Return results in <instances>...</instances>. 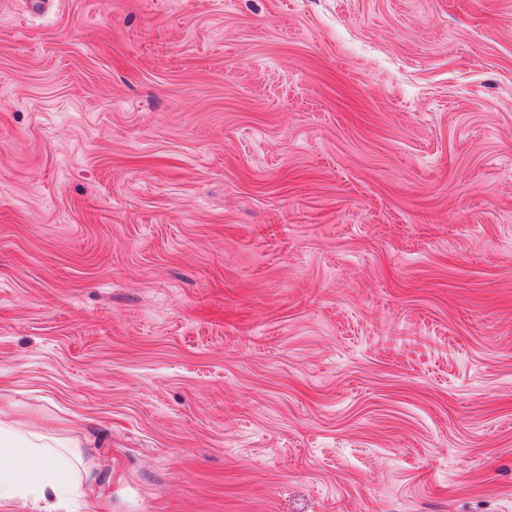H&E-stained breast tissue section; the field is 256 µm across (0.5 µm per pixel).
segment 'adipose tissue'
<instances>
[{
    "label": "adipose tissue",
    "instance_id": "adipose-tissue-1",
    "mask_svg": "<svg viewBox=\"0 0 512 512\" xmlns=\"http://www.w3.org/2000/svg\"><path fill=\"white\" fill-rule=\"evenodd\" d=\"M80 450L54 445L0 414V512H57L79 494Z\"/></svg>",
    "mask_w": 512,
    "mask_h": 512
}]
</instances>
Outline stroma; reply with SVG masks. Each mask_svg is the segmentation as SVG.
I'll list each match as a JSON object with an SVG mask.
<instances>
[{
	"label": "stroma",
	"mask_w": 512,
	"mask_h": 512,
	"mask_svg": "<svg viewBox=\"0 0 512 512\" xmlns=\"http://www.w3.org/2000/svg\"><path fill=\"white\" fill-rule=\"evenodd\" d=\"M0 411L72 512H512V0H0Z\"/></svg>",
	"instance_id": "stroma-1"
}]
</instances>
